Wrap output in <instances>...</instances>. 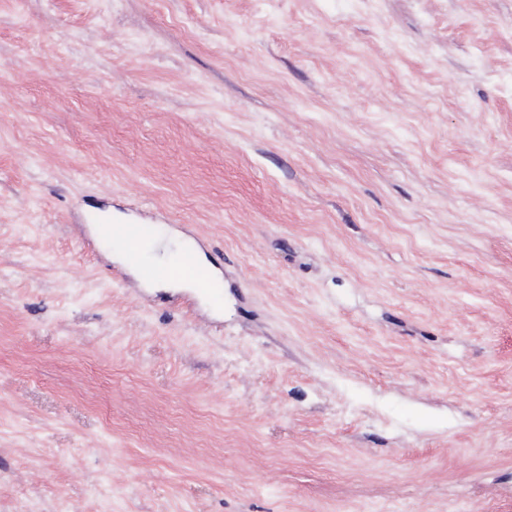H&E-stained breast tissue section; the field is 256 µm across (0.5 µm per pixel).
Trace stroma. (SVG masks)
<instances>
[{
  "mask_svg": "<svg viewBox=\"0 0 512 512\" xmlns=\"http://www.w3.org/2000/svg\"><path fill=\"white\" fill-rule=\"evenodd\" d=\"M0 512H512V0H0ZM146 231V227L142 224H136L128 229H107L103 233V237L112 243L113 237L120 236L124 242V248L133 262H138L140 257V243L141 239ZM120 245V244H119ZM121 246V245H120ZM122 247V246H121ZM117 253L118 259L130 269L135 275L141 276V272L138 266H134L128 263L124 249ZM193 259L194 263L190 266H185L178 277L145 281V284L150 288H199L198 274L200 272H207L211 275L216 288H224V284L210 272V264L202 255L195 254Z\"/></svg>",
  "mask_w": 512,
  "mask_h": 512,
  "instance_id": "35a3bbf8",
  "label": "stroma"
}]
</instances>
